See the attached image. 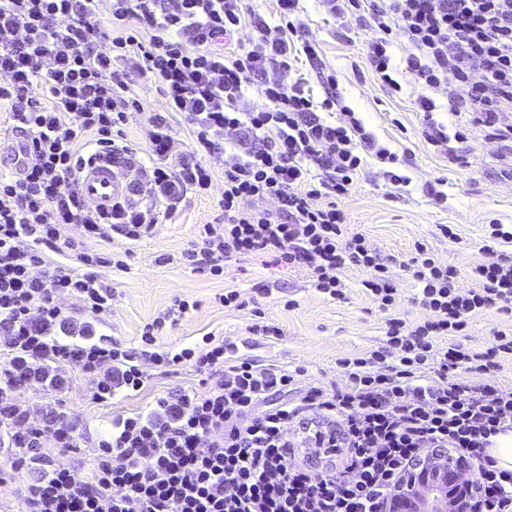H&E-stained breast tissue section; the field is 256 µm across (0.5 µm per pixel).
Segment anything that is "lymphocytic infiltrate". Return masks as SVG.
I'll return each instance as SVG.
<instances>
[{
	"instance_id": "lymphocytic-infiltrate-1",
	"label": "lymphocytic infiltrate",
	"mask_w": 512,
	"mask_h": 512,
	"mask_svg": "<svg viewBox=\"0 0 512 512\" xmlns=\"http://www.w3.org/2000/svg\"><path fill=\"white\" fill-rule=\"evenodd\" d=\"M271 26L240 0H0V108L27 140L20 173L0 170V487L12 473L37 471L20 492L22 512H386L392 483L430 448L472 457L481 512H512V470L489 449L512 433V390L494 373L512 355V328L491 346L455 343L471 318L494 307L512 313V255L477 263L480 289L459 293L458 271L415 244L408 271L429 317L407 324L390 315L397 285L362 234L349 233L337 201L368 157L397 163L336 92L335 74L304 39L301 0H275ZM325 12L355 16L367 32L377 80L400 93L397 67L420 88L421 135L446 151L471 128L512 141V0H320ZM252 28L251 50L232 44ZM401 39V56L392 52ZM316 68L325 97L304 77L284 80L293 52ZM157 80L166 99L152 117L148 204L116 202L111 214L78 191L85 169L131 156L112 129L141 109L130 70ZM447 122H439L438 94ZM190 143L167 166L175 121ZM224 157V220L203 225L201 246L181 264L220 277L232 257H269L306 267L316 289L342 298L341 274H367L366 290L387 311L383 346L341 359L344 387L304 384L306 371L261 366L234 343L205 334L181 347L160 344L168 322L193 310L176 300L146 323L136 346L103 330L112 288L102 267L124 268L113 236L136 242L166 223L188 192L209 190L208 157ZM272 198L277 213L252 208ZM98 243L96 252L83 244ZM189 366L201 388L158 394L141 410L113 416L89 437L64 400L75 376L88 399L109 403L140 394L145 365ZM483 376L480 385L469 375ZM59 394L33 407L30 386ZM93 451L88 476L80 452ZM73 453L57 463V452Z\"/></svg>"
}]
</instances>
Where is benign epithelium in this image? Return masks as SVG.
<instances>
[{"mask_svg": "<svg viewBox=\"0 0 512 512\" xmlns=\"http://www.w3.org/2000/svg\"><path fill=\"white\" fill-rule=\"evenodd\" d=\"M473 462L446 448H431L392 484L389 512H478Z\"/></svg>", "mask_w": 512, "mask_h": 512, "instance_id": "obj_1", "label": "benign epithelium"}]
</instances>
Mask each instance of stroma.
<instances>
[{
  "label": "stroma",
  "instance_id": "1",
  "mask_svg": "<svg viewBox=\"0 0 512 512\" xmlns=\"http://www.w3.org/2000/svg\"><path fill=\"white\" fill-rule=\"evenodd\" d=\"M301 15L309 36L321 48L327 68L336 72L338 92L345 105L363 120L380 142L396 152L402 163L398 174L409 176L408 186H394L383 166L368 160L350 194L341 201L350 231L365 235L398 282L395 312L407 323L422 322L425 309L413 295V282L405 271L415 243L421 242L440 260L458 270V285L468 290L475 282L473 264L499 259L500 247H486L485 226L492 219L512 225V159L504 157L501 144L487 140L473 128L466 139L453 142L454 151L467 155L469 164H449L437 148L421 136L422 116L413 100L417 94L409 74H399L404 93L392 98L375 80L366 59L364 31L346 19L325 14L317 0H304ZM131 90L141 111L129 114L120 134L140 158H148L149 118L162 111L164 96L157 83L133 76ZM208 193L188 194L173 223L158 225L152 236L132 246L125 269H101L102 278L115 291L105 329L112 336L134 343L141 327L165 312L175 299L196 302L195 310L179 318L161 339L162 346H182L212 333L236 342L241 355L264 365L302 366L309 380L329 387L342 385L339 359L361 356L381 346L385 315L363 286L364 272L348 269L342 275L344 296L330 299L317 292L309 269H274L264 258L228 262L224 275L213 278L176 263L175 258L198 239L200 225L221 219L224 165L212 157ZM447 182L448 200L438 203L427 196V182ZM450 225L456 239L443 237L440 225ZM239 291L243 298H257L266 318L283 334L269 341L250 329L252 311L228 310L216 302L217 294ZM512 327V314L491 308L475 316L459 342L466 347L487 346L495 330ZM200 377L191 369L162 373L152 371L140 396L115 400L112 406L90 403L85 381H78L66 401L90 430L105 429L114 412L144 405L158 393L196 386Z\"/></svg>",
  "mask_w": 512,
  "mask_h": 512
}]
</instances>
